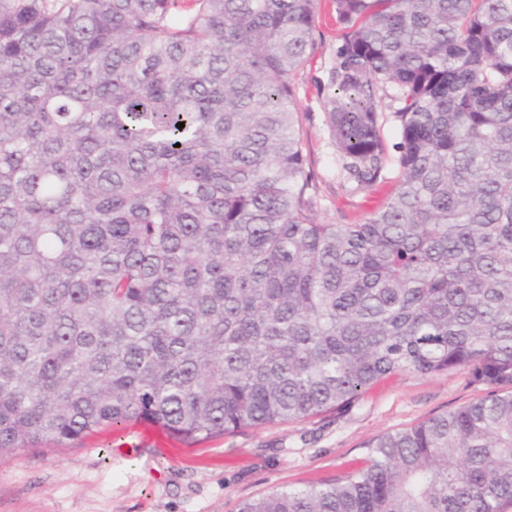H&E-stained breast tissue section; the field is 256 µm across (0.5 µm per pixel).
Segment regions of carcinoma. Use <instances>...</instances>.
I'll return each instance as SVG.
<instances>
[{"label": "carcinoma", "mask_w": 512, "mask_h": 512, "mask_svg": "<svg viewBox=\"0 0 512 512\" xmlns=\"http://www.w3.org/2000/svg\"><path fill=\"white\" fill-rule=\"evenodd\" d=\"M318 0H0V460L104 426L195 443L394 372L509 388L240 512L512 504V0H334L322 109L359 186L319 223L292 78ZM184 123L180 129L177 123Z\"/></svg>", "instance_id": "obj_1"}]
</instances>
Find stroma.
<instances>
[{
  "mask_svg": "<svg viewBox=\"0 0 512 512\" xmlns=\"http://www.w3.org/2000/svg\"><path fill=\"white\" fill-rule=\"evenodd\" d=\"M339 25L332 0H319L311 59L296 76L317 221L349 224L395 190L389 165L372 187L343 171L321 99ZM466 373H396L349 408L303 420L230 432L195 445L145 422L104 427L74 444L32 448L0 463V512H239L274 491L305 489L362 468L370 439L409 428L487 395Z\"/></svg>",
  "mask_w": 512,
  "mask_h": 512,
  "instance_id": "stroma-1",
  "label": "stroma"
}]
</instances>
